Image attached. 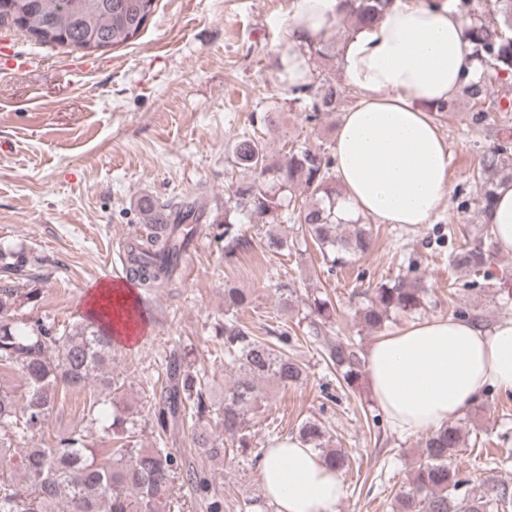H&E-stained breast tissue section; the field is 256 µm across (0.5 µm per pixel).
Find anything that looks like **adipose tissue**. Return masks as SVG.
<instances>
[{
    "mask_svg": "<svg viewBox=\"0 0 512 512\" xmlns=\"http://www.w3.org/2000/svg\"><path fill=\"white\" fill-rule=\"evenodd\" d=\"M458 0H393L376 23L356 27L338 64L358 94L343 112L333 145L343 220L429 223L451 191L448 143L433 117L483 67L471 22ZM345 0H294L275 54L286 88L309 83L303 47L345 17ZM481 221L501 253L512 254V179L499 181ZM88 314H107L111 335L130 330L120 309L133 289L100 281L87 293ZM371 394L402 432L436 433L487 389L512 395V318L483 326L431 318L375 340L366 355ZM258 478L276 512H337L343 483L298 438L285 436L259 460Z\"/></svg>",
    "mask_w": 512,
    "mask_h": 512,
    "instance_id": "obj_1",
    "label": "adipose tissue"
}]
</instances>
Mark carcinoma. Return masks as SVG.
Listing matches in <instances>:
<instances>
[{
    "instance_id": "obj_1",
    "label": "carcinoma",
    "mask_w": 512,
    "mask_h": 512,
    "mask_svg": "<svg viewBox=\"0 0 512 512\" xmlns=\"http://www.w3.org/2000/svg\"><path fill=\"white\" fill-rule=\"evenodd\" d=\"M0 26L15 24L11 15L28 23L27 34L41 44L77 50L92 43L122 45L135 38L144 20L154 12L156 0H3ZM501 21L490 25L472 22L475 52L482 63L497 73L512 76V0H496ZM391 0H351L348 18L352 26L378 21ZM309 60L336 56V45L320 38L304 47ZM484 79L469 81L463 93L477 104L489 96ZM292 102L317 120L336 111L341 91L325 78L291 90ZM280 113L268 109L251 116L252 131H244L231 143L232 164L250 173L246 183L229 186L224 202V256L235 257L247 245L242 224L269 226L259 247L266 256H286L295 250L294 239L274 230L273 223L287 211L286 220L303 228V243H313L322 264L333 270L359 260L373 246L372 225L343 222L336 215L340 188L331 176L332 158L306 146L293 147L284 160L271 161L264 135L278 126ZM481 200L488 206L496 184L512 178V142L502 141L489 150L481 163ZM300 187L306 196L293 197ZM144 224L149 227L131 251L129 278L146 291L174 288L179 284L182 256L192 240L188 224H213L209 207L200 196L159 202L145 195L138 202ZM489 238L448 253V266L477 275L487 272L496 258ZM34 259L23 248L0 244V372H22L27 391L23 404L0 386V452L39 432L58 400L68 392L85 391L95 383L108 394L124 387L105 370L112 360V340L101 323L92 319L67 334L57 333L41 321L23 320L25 307L41 299L39 288H17L22 280L37 282ZM278 303L291 309L296 289L280 279L275 283ZM428 289L419 279L397 276L363 292L355 311L362 328L377 332L391 321L392 313L413 314L424 308ZM250 304V295L224 283V362L236 367L234 378L224 384L215 400L209 381L193 370L186 355L175 351L166 364V382L155 398V447L138 448L132 428L119 416L103 427L110 448H96L87 434L75 430L55 443L20 451L18 467L23 480L0 476V512H160L171 504L175 480L181 479L204 501L207 512H224V497L211 490L205 469L183 463L168 449V434L189 420L194 429V447L208 459L226 455L224 443L200 428L214 413L222 419L224 435L241 452L252 448L250 416L267 399L265 386L283 390L307 377L305 365L289 351L291 336L282 328L275 339L257 336L242 323L237 312ZM312 336L322 349L326 365L349 387L361 372L360 350L354 340L330 339L322 324L333 318L329 297L318 295L310 304ZM298 438L317 452L328 467L341 470L345 452L327 448L330 436L321 423L306 419L298 426ZM463 444L462 429L452 423L422 439L413 469L411 487L396 496L393 512H489L492 501L465 491L454 459Z\"/></svg>"
}]
</instances>
